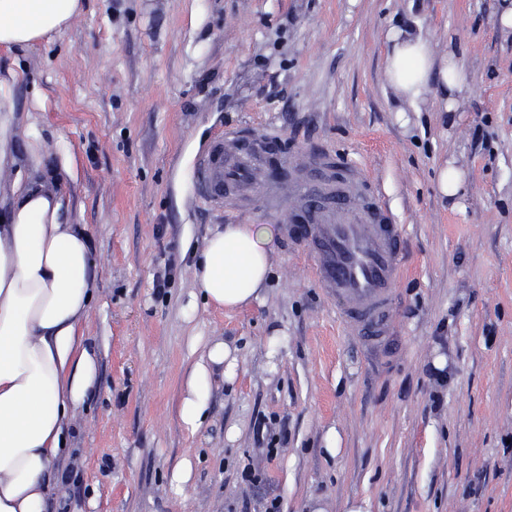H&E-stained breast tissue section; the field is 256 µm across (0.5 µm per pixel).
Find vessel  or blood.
Returning <instances> with one entry per match:
<instances>
[{
    "label": "vessel or blood",
    "instance_id": "b4317fda",
    "mask_svg": "<svg viewBox=\"0 0 512 512\" xmlns=\"http://www.w3.org/2000/svg\"><path fill=\"white\" fill-rule=\"evenodd\" d=\"M195 197L221 218L262 212L334 300L348 332L366 348L393 349L403 232L382 191L323 150L285 153L271 130L229 128L196 156Z\"/></svg>",
    "mask_w": 512,
    "mask_h": 512
}]
</instances>
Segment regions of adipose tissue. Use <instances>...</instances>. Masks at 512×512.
Here are the masks:
<instances>
[{
  "label": "adipose tissue",
  "instance_id": "1",
  "mask_svg": "<svg viewBox=\"0 0 512 512\" xmlns=\"http://www.w3.org/2000/svg\"><path fill=\"white\" fill-rule=\"evenodd\" d=\"M82 0H0V47L25 48L62 35ZM386 76L396 98H428L461 111L468 73L455 51L392 28ZM62 202L42 184L15 186L0 208V512H46L54 466L75 411L98 381L82 321L95 294L84 227L60 220ZM274 228L228 224L194 267L207 304L238 310L261 300Z\"/></svg>",
  "mask_w": 512,
  "mask_h": 512
}]
</instances>
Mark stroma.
Segmentation results:
<instances>
[{"instance_id":"obj_1","label":"stroma","mask_w":512,"mask_h":512,"mask_svg":"<svg viewBox=\"0 0 512 512\" xmlns=\"http://www.w3.org/2000/svg\"><path fill=\"white\" fill-rule=\"evenodd\" d=\"M503 0H86L65 34L0 50L11 95L0 196L52 180L85 225L95 301L83 321L98 387L76 411L71 470L48 512H512V31ZM455 49L463 111L402 110L390 28ZM274 130L332 150L404 228L398 355H367L306 263L274 239L259 304L224 312L193 255L222 223L190 172L219 130ZM41 149L33 161L27 149ZM452 165L455 199L438 189ZM169 272L164 294L153 288ZM198 428L180 414L209 344ZM443 369H436V360ZM252 479H245V472ZM237 349L224 341H216L208 351V359L215 365H224V378L232 381L237 370Z\"/></svg>"}]
</instances>
